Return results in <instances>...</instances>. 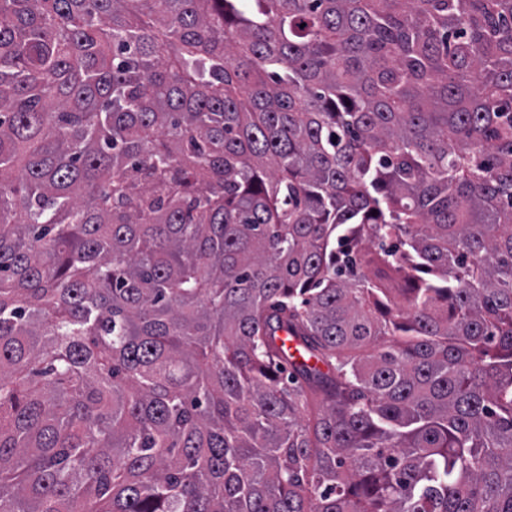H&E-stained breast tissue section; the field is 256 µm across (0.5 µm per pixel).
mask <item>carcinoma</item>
<instances>
[{
	"label": "carcinoma",
	"instance_id": "obj_1",
	"mask_svg": "<svg viewBox=\"0 0 512 512\" xmlns=\"http://www.w3.org/2000/svg\"><path fill=\"white\" fill-rule=\"evenodd\" d=\"M0 512H512V0H0Z\"/></svg>",
	"mask_w": 512,
	"mask_h": 512
}]
</instances>
